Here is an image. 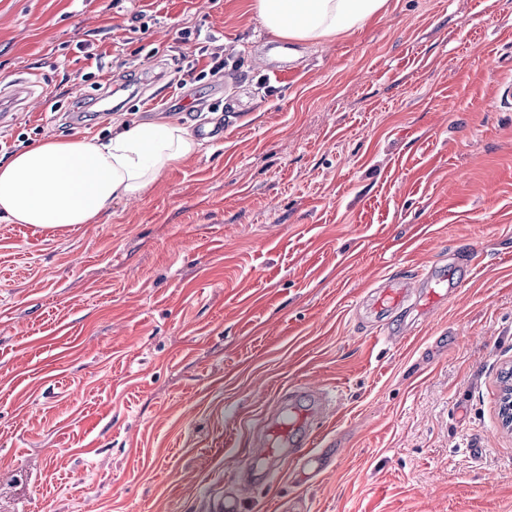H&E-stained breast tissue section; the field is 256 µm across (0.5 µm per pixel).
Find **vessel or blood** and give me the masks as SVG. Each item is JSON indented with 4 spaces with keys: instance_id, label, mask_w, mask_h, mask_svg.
Here are the masks:
<instances>
[{
    "instance_id": "1",
    "label": "vessel or blood",
    "mask_w": 512,
    "mask_h": 512,
    "mask_svg": "<svg viewBox=\"0 0 512 512\" xmlns=\"http://www.w3.org/2000/svg\"><path fill=\"white\" fill-rule=\"evenodd\" d=\"M408 294L404 287L383 289L378 300L381 314H389L400 307ZM331 405V398L323 391L297 389L282 394L276 405L263 416L260 452L241 460L240 470L248 472L256 464L266 463L263 479L272 482L282 476L287 466L310 461V451L317 438L314 425L327 416Z\"/></svg>"
}]
</instances>
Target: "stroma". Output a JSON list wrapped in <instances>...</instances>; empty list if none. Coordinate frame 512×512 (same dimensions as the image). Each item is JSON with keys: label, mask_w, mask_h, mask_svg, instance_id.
Instances as JSON below:
<instances>
[{"label": "stroma", "mask_w": 512, "mask_h": 512, "mask_svg": "<svg viewBox=\"0 0 512 512\" xmlns=\"http://www.w3.org/2000/svg\"><path fill=\"white\" fill-rule=\"evenodd\" d=\"M250 3L0 0V163L224 129L95 223L0 220V512H512V0H389L284 55ZM425 268L446 298L375 341L373 290ZM301 387L338 399L311 468L244 483Z\"/></svg>", "instance_id": "obj_1"}]
</instances>
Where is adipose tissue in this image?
I'll return each instance as SVG.
<instances>
[{"label":"adipose tissue","instance_id":"1","mask_svg":"<svg viewBox=\"0 0 512 512\" xmlns=\"http://www.w3.org/2000/svg\"><path fill=\"white\" fill-rule=\"evenodd\" d=\"M388 0H254L275 37L332 39L385 10ZM185 129L162 121L126 125L108 139H47L0 164V217L64 230L96 221L113 202L139 199L168 166L192 153Z\"/></svg>","mask_w":512,"mask_h":512}]
</instances>
